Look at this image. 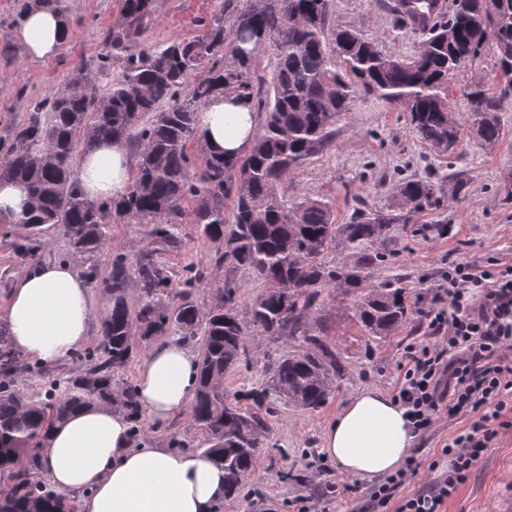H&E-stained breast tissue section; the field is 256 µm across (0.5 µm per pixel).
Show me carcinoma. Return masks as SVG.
I'll return each mask as SVG.
<instances>
[{
    "instance_id": "1",
    "label": "carcinoma",
    "mask_w": 512,
    "mask_h": 512,
    "mask_svg": "<svg viewBox=\"0 0 512 512\" xmlns=\"http://www.w3.org/2000/svg\"><path fill=\"white\" fill-rule=\"evenodd\" d=\"M330 0H216L199 35L169 45L146 47L153 0H125L121 20L107 31L95 58L81 62L46 97L29 108L9 138L0 137V180L20 184L29 206L13 222L21 230L11 242L23 261L49 245V232L65 235L86 278L98 277L101 249L109 235L111 208L150 227L161 245L178 239L182 202L194 200L192 223L211 242L222 281H206L203 269L179 278L144 261L130 269L121 258L103 281L110 305L100 338L74 353L83 369L71 376L22 361L0 328V512H75L42 471L40 448L51 429L72 412L107 404L126 414L138 431L142 410L135 387H116L115 370L132 357L133 337L150 343L175 327L184 342L197 345L198 385L191 417L200 434L195 449L224 468L228 496L242 490L255 469L258 448L269 431L264 416L224 399V374L246 355L252 333L287 337L295 344L275 358L271 390L289 405L316 410L333 394L345 364L313 334L323 293L353 295L351 314L363 331L385 338L415 312L413 287L372 282L393 225L408 223L438 203L441 188L429 176L407 178L394 187L398 214L359 206L347 224L335 223L332 203L300 192H280L288 177L326 151L336 122L364 95L399 104L416 137L439 152L459 142L460 124L448 111V79L478 57L486 43L497 66L512 72V0H452L448 19L436 17L421 51L407 59L384 54L354 27L328 25ZM31 8L58 14L70 24L66 0H22L19 16ZM267 45L276 59L267 90L256 88L257 48ZM121 75L105 81L112 59ZM206 76L193 77L200 71ZM469 120L483 145L501 136V97L482 82H465ZM235 93L255 101L262 131L243 155L226 158L199 149L200 163L187 151L201 141V112L208 101ZM126 142L137 166L125 196L97 202L78 191L76 160L97 142ZM329 247L352 249L351 263L329 266ZM248 269L265 287L238 317L233 273ZM141 290L135 305L129 283ZM211 301L199 304L197 290Z\"/></svg>"
}]
</instances>
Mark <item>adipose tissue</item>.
Here are the masks:
<instances>
[{
    "instance_id": "1",
    "label": "adipose tissue",
    "mask_w": 512,
    "mask_h": 512,
    "mask_svg": "<svg viewBox=\"0 0 512 512\" xmlns=\"http://www.w3.org/2000/svg\"><path fill=\"white\" fill-rule=\"evenodd\" d=\"M28 57H55L67 39L56 13L36 9L15 31ZM257 113L244 97L218 96L201 122L206 146L228 157L255 139ZM131 156L120 141H104L80 160V189L89 199H120L131 180ZM12 346L54 365L88 340L94 304L84 276L70 263H33L18 278L4 313ZM197 363L182 342L156 344L143 361L136 393L142 409L165 419L184 410L197 388ZM405 410L385 391L355 395L330 422L320 452L342 475L371 480L396 472L415 436ZM43 471L63 492L83 496L82 512H212L224 501V471L198 453L133 445L130 422L106 405L76 410L51 430L41 450Z\"/></svg>"
}]
</instances>
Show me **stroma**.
Masks as SVG:
<instances>
[{"label":"stroma","instance_id":"stroma-1","mask_svg":"<svg viewBox=\"0 0 512 512\" xmlns=\"http://www.w3.org/2000/svg\"><path fill=\"white\" fill-rule=\"evenodd\" d=\"M20 3L0 0V136L22 121L33 100L55 89L80 61L95 56L105 32L121 19L125 6V0H67L71 17L67 42L57 57L34 61L14 38ZM213 9V0H154L152 21L142 41L155 46L200 34L202 20ZM329 23L355 26L379 49L396 57L416 55L424 40L422 31L402 22L395 0H330ZM499 118L501 136L493 148H484L465 125L454 153L442 154L414 136L402 106L362 97L337 122L336 139L326 153L291 176L289 191L331 199L340 224L348 222L360 203L381 212L389 210L394 203L393 186L405 178L427 174L443 187L460 179L465 191L456 198L442 197L439 205L396 225L376 246L383 258L375 269V280L400 278L415 288L419 312L395 335L367 336L349 312L350 297L327 298L322 338L340 355L346 370L322 407L301 410L268 393L267 359L287 352L290 343L259 334L249 337L248 358L225 374L224 394L247 406L250 393L265 391L258 410L271 432L246 486L225 499L223 512H292L291 503L299 496L308 498L313 512H357L371 485L362 480L357 492L346 491L347 477L318 452L325 427L361 390L393 391L407 346L427 339L421 312L433 306L449 263L480 269L493 258L512 262V96L504 99ZM107 222L110 235L100 257L101 275L109 274L113 259L119 256L131 268L149 258L179 275L191 266L202 267L211 277L222 273L212 245L197 239L192 224L182 225L177 243L162 246L131 216L114 211ZM457 430V425L443 420L416 438L411 454L422 468L414 483L406 486L405 495L432 479L429 463L438 459ZM174 436L196 442L190 411L164 420L143 416L139 442L166 448ZM445 510L512 512V430L498 439Z\"/></svg>","mask_w":512,"mask_h":512}]
</instances>
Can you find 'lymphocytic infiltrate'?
<instances>
[{
  "label": "lymphocytic infiltrate",
  "mask_w": 512,
  "mask_h": 512,
  "mask_svg": "<svg viewBox=\"0 0 512 512\" xmlns=\"http://www.w3.org/2000/svg\"><path fill=\"white\" fill-rule=\"evenodd\" d=\"M438 295L448 304L424 311L431 341L407 347L393 398L416 434L444 416L468 423L442 448L449 463L426 490L403 493L420 469L410 457L372 489L360 512H442L512 422V264L451 265Z\"/></svg>",
  "instance_id": "lymphocytic-infiltrate-1"
}]
</instances>
